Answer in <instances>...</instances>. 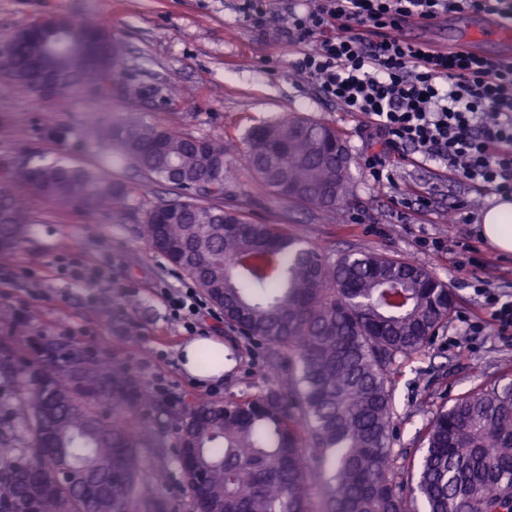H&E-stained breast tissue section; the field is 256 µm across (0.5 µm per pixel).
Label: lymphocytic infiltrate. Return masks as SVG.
Segmentation results:
<instances>
[{
  "instance_id": "1",
  "label": "lymphocytic infiltrate",
  "mask_w": 512,
  "mask_h": 512,
  "mask_svg": "<svg viewBox=\"0 0 512 512\" xmlns=\"http://www.w3.org/2000/svg\"><path fill=\"white\" fill-rule=\"evenodd\" d=\"M503 0H305L284 30L293 68L364 117L385 145L447 169L480 191L512 196V59L404 38L468 9L504 16Z\"/></svg>"
}]
</instances>
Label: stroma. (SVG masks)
<instances>
[{"mask_svg": "<svg viewBox=\"0 0 512 512\" xmlns=\"http://www.w3.org/2000/svg\"><path fill=\"white\" fill-rule=\"evenodd\" d=\"M240 0H0V38L43 16L72 20L92 16L112 32L122 66L108 91L87 82L64 100L22 96L0 76V173L17 172L32 154L64 156L111 174L128 190L118 214L91 217L34 201L35 222L16 248L0 252V265L17 280L0 285V309L26 325L12 337L19 360L47 345L110 360L115 371L154 388L151 401L136 402L132 418L155 432L140 450L146 468L162 467L159 495L167 512H192L178 461L179 434L173 402L195 397L221 401L261 393L268 381H287V358L246 339L208 313L185 330L161 299L163 289L192 287L138 236L155 206L174 202L169 185L148 178L128 160L113 135L123 123H143L200 139L234 145L225 163L232 176L224 203L256 224H285L327 256L377 252L426 267L451 289L455 306L432 344L398 370L397 418L391 446L399 465L416 455L433 411L470 389L512 378V331L489 321L477 285L512 295V253L480 236L483 212L497 197L449 179L438 166L394 160V184L378 187L365 164L381 153L382 137L362 117L323 100L291 66L281 42L286 0H273L266 29L254 28ZM487 16L457 12L431 25L409 23L406 37L439 50L471 41ZM296 115L327 124L346 140L353 157L344 201L325 211L275 197L249 169L243 148L255 126ZM103 267L107 279L75 284L67 267ZM193 338L223 343L235 359L218 379L199 380L182 368L183 345Z\"/></svg>", "mask_w": 512, "mask_h": 512, "instance_id": "stroma-1", "label": "stroma"}]
</instances>
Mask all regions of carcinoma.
I'll return each instance as SVG.
<instances>
[{
  "label": "carcinoma",
  "instance_id": "cac0c4a2",
  "mask_svg": "<svg viewBox=\"0 0 512 512\" xmlns=\"http://www.w3.org/2000/svg\"><path fill=\"white\" fill-rule=\"evenodd\" d=\"M14 59L15 87L34 94ZM62 98L102 74L80 56L62 59ZM121 145L150 178L187 195L163 223L149 212L140 237L202 289L224 323L276 354H288V383L224 402L193 400L172 417L183 442L200 448L211 470L200 495L220 512H512V382L472 390L432 412L420 455L396 481L390 448L396 412L394 366L422 352L455 305L448 285L425 267L386 254L352 253L335 260L310 248L286 224H253L224 209V145L152 125L118 132ZM330 126L293 116L252 128L245 162L276 197L332 210L351 180L348 148ZM29 195L86 214L127 199L125 187L64 157L33 156ZM12 176L0 177V245L13 249L33 218ZM44 351L18 368L0 353V376L21 395L26 434L6 455L27 456L38 487L32 512H165L162 470L143 466L139 448L154 433L99 403L138 400L143 390L103 360ZM101 485L83 496L51 483L56 456L40 450L43 435ZM22 473L0 466V503L25 509ZM321 489L323 502L315 508Z\"/></svg>",
  "mask_w": 512,
  "mask_h": 512
}]
</instances>
